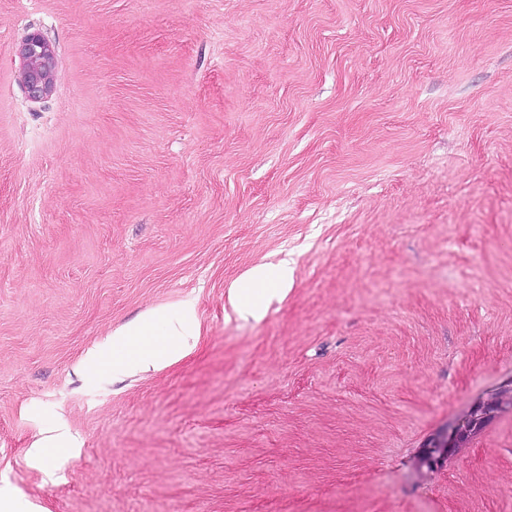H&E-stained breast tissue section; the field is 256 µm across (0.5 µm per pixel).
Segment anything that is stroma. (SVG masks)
<instances>
[{
    "mask_svg": "<svg viewBox=\"0 0 512 512\" xmlns=\"http://www.w3.org/2000/svg\"><path fill=\"white\" fill-rule=\"evenodd\" d=\"M285 256L240 316L231 285ZM187 299L183 358L89 369ZM497 393L512 0H0L6 512H512V407L419 463ZM59 427L76 448L31 460ZM20 58L19 79L32 101L47 98L54 86L56 52L44 36L34 31L29 33L18 48ZM290 276L288 260L281 261L273 269L255 267L241 279L233 300L252 312H259L262 307L261 300L276 291L288 288Z\"/></svg>",
    "mask_w": 512,
    "mask_h": 512,
    "instance_id": "stroma-1",
    "label": "stroma"
}]
</instances>
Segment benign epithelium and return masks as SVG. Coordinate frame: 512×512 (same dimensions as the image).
Listing matches in <instances>:
<instances>
[{
	"mask_svg": "<svg viewBox=\"0 0 512 512\" xmlns=\"http://www.w3.org/2000/svg\"><path fill=\"white\" fill-rule=\"evenodd\" d=\"M18 55L19 79L28 98L35 102L47 98L53 90L55 80L56 52L53 45L40 32L33 31L19 45ZM488 415L489 405L478 406L466 419L448 430V434L436 441L440 452L435 455L434 462H441L446 457L447 450L458 447L480 427Z\"/></svg>",
	"mask_w": 512,
	"mask_h": 512,
	"instance_id": "benign-epithelium-1",
	"label": "benign epithelium"
}]
</instances>
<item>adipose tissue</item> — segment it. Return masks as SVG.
Returning a JSON list of instances; mask_svg holds the SVG:
<instances>
[{
    "label": "adipose tissue",
    "instance_id": "adipose-tissue-1",
    "mask_svg": "<svg viewBox=\"0 0 512 512\" xmlns=\"http://www.w3.org/2000/svg\"><path fill=\"white\" fill-rule=\"evenodd\" d=\"M290 276L291 268L285 260L272 269L253 268L239 282L233 299L250 311H260L263 299L287 288ZM194 332V310L184 304L170 314L161 317L153 314L132 323L124 333V349L103 348L89 364L94 367L109 360L116 366H155L169 362L185 352L187 338Z\"/></svg>",
    "mask_w": 512,
    "mask_h": 512
}]
</instances>
